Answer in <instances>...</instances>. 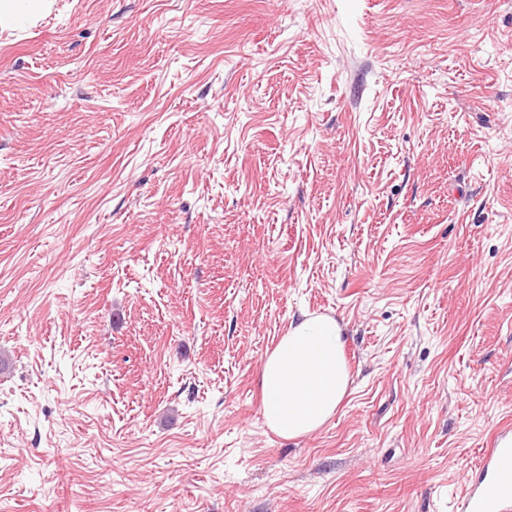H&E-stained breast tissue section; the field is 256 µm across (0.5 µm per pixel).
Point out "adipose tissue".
<instances>
[{"instance_id":"ef3b65f1","label":"adipose tissue","mask_w":512,"mask_h":512,"mask_svg":"<svg viewBox=\"0 0 512 512\" xmlns=\"http://www.w3.org/2000/svg\"><path fill=\"white\" fill-rule=\"evenodd\" d=\"M344 330L330 315H306L283 334L260 365L262 413L285 439L320 429L344 398L349 373Z\"/></svg>"}]
</instances>
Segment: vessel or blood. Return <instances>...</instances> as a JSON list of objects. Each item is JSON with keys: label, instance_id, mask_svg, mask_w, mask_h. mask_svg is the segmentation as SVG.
I'll list each match as a JSON object with an SVG mask.
<instances>
[{"label": "vessel or blood", "instance_id": "vessel-or-blood-1", "mask_svg": "<svg viewBox=\"0 0 512 512\" xmlns=\"http://www.w3.org/2000/svg\"><path fill=\"white\" fill-rule=\"evenodd\" d=\"M476 466L477 479L462 486V512H512V423L500 424Z\"/></svg>", "mask_w": 512, "mask_h": 512}]
</instances>
